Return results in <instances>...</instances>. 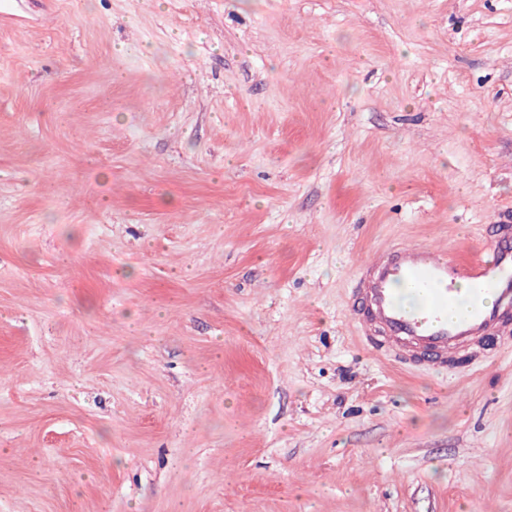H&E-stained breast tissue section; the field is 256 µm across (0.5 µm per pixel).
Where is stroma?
Masks as SVG:
<instances>
[{
	"instance_id": "1",
	"label": "stroma",
	"mask_w": 512,
	"mask_h": 512,
	"mask_svg": "<svg viewBox=\"0 0 512 512\" xmlns=\"http://www.w3.org/2000/svg\"><path fill=\"white\" fill-rule=\"evenodd\" d=\"M505 214L512 0H0V512H512V344L347 310Z\"/></svg>"
}]
</instances>
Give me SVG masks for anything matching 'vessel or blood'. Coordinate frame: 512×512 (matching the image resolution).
Here are the masks:
<instances>
[{
  "label": "vessel or blood",
  "mask_w": 512,
  "mask_h": 512,
  "mask_svg": "<svg viewBox=\"0 0 512 512\" xmlns=\"http://www.w3.org/2000/svg\"><path fill=\"white\" fill-rule=\"evenodd\" d=\"M349 313L366 342L430 370L459 353L486 356L512 337V225L494 224L487 248L466 259L395 244L358 266Z\"/></svg>",
  "instance_id": "b4317fda"
}]
</instances>
